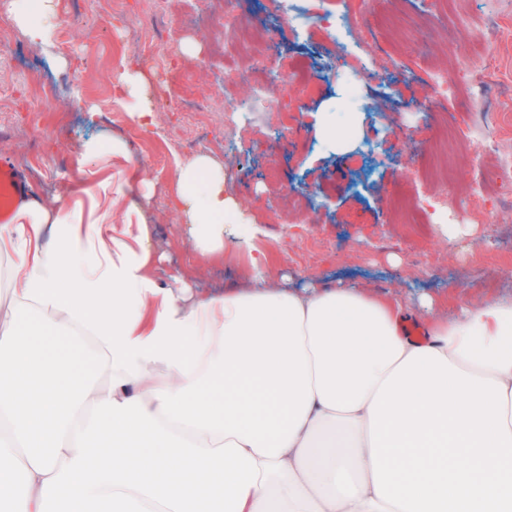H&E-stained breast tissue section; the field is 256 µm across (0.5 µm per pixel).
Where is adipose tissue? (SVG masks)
Masks as SVG:
<instances>
[{
  "mask_svg": "<svg viewBox=\"0 0 512 512\" xmlns=\"http://www.w3.org/2000/svg\"><path fill=\"white\" fill-rule=\"evenodd\" d=\"M54 43L55 0H13ZM145 79L117 78L154 125ZM201 254L244 223L207 154L176 172ZM0 512H512V298L431 315L352 285L163 287L142 208L112 178L0 225ZM110 382L100 391L99 376Z\"/></svg>",
  "mask_w": 512,
  "mask_h": 512,
  "instance_id": "adipose-tissue-1",
  "label": "adipose tissue"
}]
</instances>
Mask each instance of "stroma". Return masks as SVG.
Masks as SVG:
<instances>
[{
  "mask_svg": "<svg viewBox=\"0 0 512 512\" xmlns=\"http://www.w3.org/2000/svg\"><path fill=\"white\" fill-rule=\"evenodd\" d=\"M312 7L359 17L347 54L356 69L328 66L309 97H261L256 78L240 83L244 133L228 153L222 142L220 79L235 76L246 47L225 52L223 36L202 20L196 0H170L148 25L156 41L176 43L175 60L165 69H149L135 51L129 23L140 8L138 0H128L123 17L113 14L107 0H76L64 44L47 53L24 39L19 52L0 54V158L28 155L42 174L33 188L50 199L78 178L100 177L101 162L82 160L79 141L92 135L124 139L132 165L113 163L112 184L131 201L139 197L138 179L155 182L154 277L168 286L182 276L207 292L238 287L250 273L251 257L262 256L272 281L288 276L298 284H355L398 298L410 308V321L419 324L429 312L453 316L488 295L511 298L512 203L493 209V228L467 224L452 240L434 225L406 224L395 215L399 204L425 194L431 151L445 123L462 129L470 122L469 107L460 98L436 95L429 68L447 66L449 48L466 46L483 16V0H475L467 16L429 9L426 0H395V14L414 20L402 43L376 16L364 15L360 0H314ZM239 10L271 31L284 59L307 62L309 47L295 37L274 0H239ZM497 26L503 44L487 57L482 75L491 86L510 91L491 110L500 149L512 155V5L502 8ZM381 42L398 60L396 72H387V60L377 57ZM59 57L79 71L81 82L61 85L65 110L42 113L40 126L28 129L24 106L35 102L42 82L63 75L55 63ZM128 62L143 72L155 127L137 126L112 97L110 78ZM171 97L213 101L202 117L210 141L192 150L175 146L184 119L168 105ZM342 109L351 114L353 133L333 144L329 127ZM275 112L288 113L290 124L271 135L267 124ZM197 153L223 159L226 188L250 223L248 245L225 234L219 261L199 253L174 209L175 169ZM301 186L311 196L297 214L294 192ZM425 296L432 309L420 306Z\"/></svg>",
  "mask_w": 512,
  "mask_h": 512,
  "instance_id": "35a3bbf8",
  "label": "stroma"
}]
</instances>
